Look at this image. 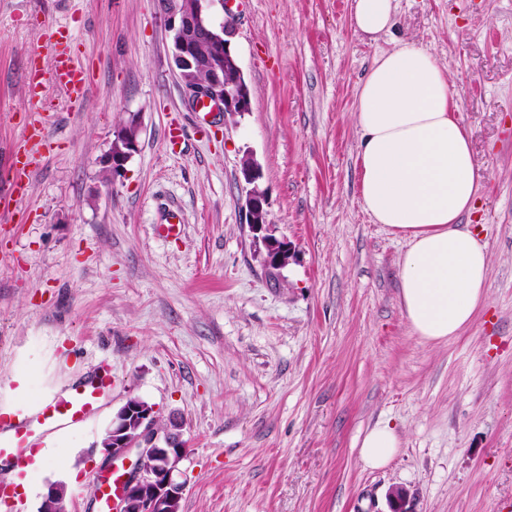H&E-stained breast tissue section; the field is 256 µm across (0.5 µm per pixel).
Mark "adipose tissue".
<instances>
[{
    "label": "adipose tissue",
    "instance_id": "obj_1",
    "mask_svg": "<svg viewBox=\"0 0 512 512\" xmlns=\"http://www.w3.org/2000/svg\"><path fill=\"white\" fill-rule=\"evenodd\" d=\"M395 13L396 0H352L350 21L375 40L391 30ZM457 110L447 73L403 41L375 58L354 112L360 199L373 223L407 244L397 269L400 304L411 331L429 342L458 336L488 299L486 248L463 223L480 174ZM398 448L387 423L359 439L360 459L373 470Z\"/></svg>",
    "mask_w": 512,
    "mask_h": 512
}]
</instances>
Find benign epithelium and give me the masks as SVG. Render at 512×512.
Listing matches in <instances>:
<instances>
[{
	"instance_id": "7a95c632",
	"label": "benign epithelium",
	"mask_w": 512,
	"mask_h": 512,
	"mask_svg": "<svg viewBox=\"0 0 512 512\" xmlns=\"http://www.w3.org/2000/svg\"><path fill=\"white\" fill-rule=\"evenodd\" d=\"M208 0H163L161 9L172 36V59L192 103L214 104L226 114L243 115L250 111V88L236 56L231 50L235 16L224 8L225 18L215 25L206 8ZM206 43L210 54L204 61L197 55V45ZM204 66L208 79L197 83L192 69ZM234 69L237 78L225 80L226 70ZM139 126L134 118L114 132L112 147L101 159L110 180L122 175L125 165L138 149ZM239 172L245 183L246 224L254 240L264 247V266L279 270L288 264L285 243L269 234L268 202L260 188V165L249 152L240 160ZM174 427L161 431L156 427L154 406L130 398L112 418L110 437L103 443L105 471L122 465L118 497L111 501V512H180L185 483L176 480L181 465L189 456L183 426L173 419ZM161 464L156 465L154 461ZM67 486L58 481L47 486L44 500L56 505L54 512H68ZM389 512H413L406 489L393 486L387 493Z\"/></svg>"
}]
</instances>
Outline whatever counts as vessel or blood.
<instances>
[{
	"label": "vessel or blood",
	"mask_w": 512,
	"mask_h": 512,
	"mask_svg": "<svg viewBox=\"0 0 512 512\" xmlns=\"http://www.w3.org/2000/svg\"><path fill=\"white\" fill-rule=\"evenodd\" d=\"M53 49L54 60L50 74L45 76L38 70L31 72L28 80L29 96H39L42 80L47 77L65 88L71 98H80L86 88L82 68L75 64L67 47L61 43H54ZM44 145V139H37L28 149L26 160H13L9 166L7 178L11 189L0 193L1 211H9L16 194L24 188L31 169L40 162V149ZM111 388L112 373L103 366L90 380L72 385L67 391L45 399L39 406V412L46 421L60 426L81 422L96 413L103 395ZM4 429L12 432L9 445L15 449L18 461H25L28 451L36 447L35 438L24 423H15L0 415V431Z\"/></svg>",
	"instance_id": "obj_1"
}]
</instances>
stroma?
Instances as JSON below:
<instances>
[{
    "instance_id": "obj_1",
    "label": "stroma",
    "mask_w": 512,
    "mask_h": 512,
    "mask_svg": "<svg viewBox=\"0 0 512 512\" xmlns=\"http://www.w3.org/2000/svg\"><path fill=\"white\" fill-rule=\"evenodd\" d=\"M350 4L232 0L251 110L226 116L189 99L159 0H0V173L49 40L67 37L88 74L77 102L47 83L50 148L0 213V408L37 410L112 368L98 412L56 451L78 480L46 477L66 481L70 512H102V459L87 452L131 397L158 424L184 422L182 512H389L396 485L415 512H512V0H396L375 42ZM401 40L447 71L481 174L467 222L489 254L488 300L441 342L412 334L406 243L359 197L358 88ZM133 117L139 150L105 181ZM247 150L293 251L276 276L244 222ZM173 210L181 237H156ZM379 422L401 444L370 470L357 440Z\"/></svg>"
}]
</instances>
